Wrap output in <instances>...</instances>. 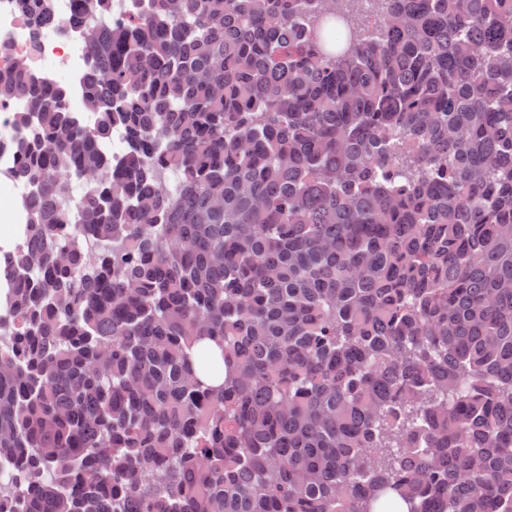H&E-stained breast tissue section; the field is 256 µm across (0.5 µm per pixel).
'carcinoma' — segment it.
<instances>
[{"label":"carcinoma","instance_id":"1","mask_svg":"<svg viewBox=\"0 0 512 512\" xmlns=\"http://www.w3.org/2000/svg\"><path fill=\"white\" fill-rule=\"evenodd\" d=\"M359 2L78 0L93 123L0 81V512H512V0ZM19 200V190L14 186L13 182L5 178H0V229L1 241H5L6 245L0 247V250H10L21 240L22 228L19 224H25V214L23 209L18 207L11 215L13 223L7 219L12 207ZM21 228V229H20Z\"/></svg>","mask_w":512,"mask_h":512}]
</instances>
